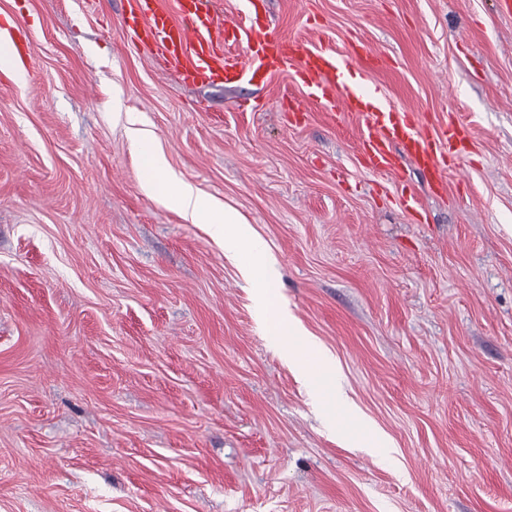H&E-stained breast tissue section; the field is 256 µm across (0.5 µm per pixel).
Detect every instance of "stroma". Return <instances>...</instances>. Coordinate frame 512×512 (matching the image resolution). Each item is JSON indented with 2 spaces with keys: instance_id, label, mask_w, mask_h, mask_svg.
Returning <instances> with one entry per match:
<instances>
[{
  "instance_id": "stroma-1",
  "label": "stroma",
  "mask_w": 512,
  "mask_h": 512,
  "mask_svg": "<svg viewBox=\"0 0 512 512\" xmlns=\"http://www.w3.org/2000/svg\"><path fill=\"white\" fill-rule=\"evenodd\" d=\"M257 4L388 53L352 61L360 88L465 126L464 158L438 193L370 171L293 74L199 88L130 41L126 0H0L33 44L0 74V512H512V0ZM129 112L266 242L391 461L324 426L237 261L144 190Z\"/></svg>"
}]
</instances>
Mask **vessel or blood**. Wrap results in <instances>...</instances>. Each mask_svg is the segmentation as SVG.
<instances>
[{
	"mask_svg": "<svg viewBox=\"0 0 512 512\" xmlns=\"http://www.w3.org/2000/svg\"><path fill=\"white\" fill-rule=\"evenodd\" d=\"M127 11L132 40L159 55L165 67L184 81L235 87L293 70L308 97L329 118L342 112L359 118V158L366 167L396 172L400 159L407 158L427 173L435 189H444L447 165L440 147L453 149L463 143V130L447 128L435 137L423 134L410 114L365 96L347 80V62L330 47L313 49L302 41L280 37L256 14L243 23L220 18L213 0H177L173 16L159 7L158 0H127ZM229 44L242 45V52L226 53Z\"/></svg>",
	"mask_w": 512,
	"mask_h": 512,
	"instance_id": "1",
	"label": "vessel or blood"
}]
</instances>
